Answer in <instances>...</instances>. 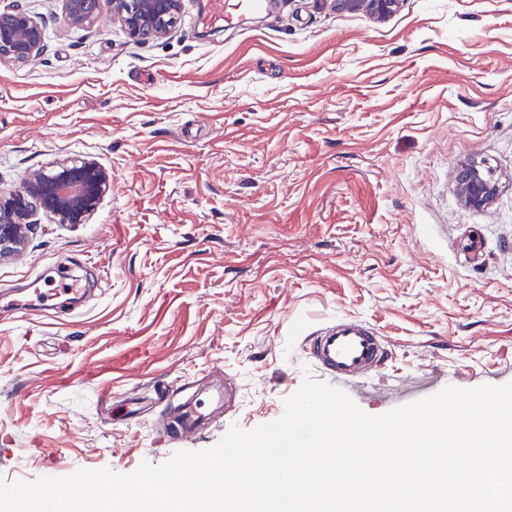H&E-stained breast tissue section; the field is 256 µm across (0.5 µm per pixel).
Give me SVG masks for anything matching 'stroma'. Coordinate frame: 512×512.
<instances>
[{
	"label": "stroma",
	"instance_id": "1",
	"mask_svg": "<svg viewBox=\"0 0 512 512\" xmlns=\"http://www.w3.org/2000/svg\"><path fill=\"white\" fill-rule=\"evenodd\" d=\"M32 61L0 64V191L82 158L112 185L82 224L35 216L0 259V478L134 472L213 447L329 382L305 339L342 319L392 347L375 383L512 381V0H403L379 20L282 0L238 28L145 44L60 0ZM495 199L466 208L462 162ZM65 264V316L6 305ZM198 404L195 439L165 438ZM95 0H62L64 15L71 26L76 28L91 27L97 18L96 9L92 7ZM459 193L465 205L480 208L490 203L496 192L492 173L483 160L471 158L459 171Z\"/></svg>",
	"mask_w": 512,
	"mask_h": 512
}]
</instances>
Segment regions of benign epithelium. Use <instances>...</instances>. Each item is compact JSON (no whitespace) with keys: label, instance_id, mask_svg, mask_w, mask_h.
I'll list each match as a JSON object with an SVG mask.
<instances>
[{"label":"benign epithelium","instance_id":"obj_1","mask_svg":"<svg viewBox=\"0 0 512 512\" xmlns=\"http://www.w3.org/2000/svg\"><path fill=\"white\" fill-rule=\"evenodd\" d=\"M71 26L88 28L97 18L94 0H62ZM343 10H365L384 18L401 0H337ZM182 0H112V16L135 42H146L171 32L181 21ZM0 24V62L23 63L44 49L43 25L17 5L4 12ZM111 176L89 161H66L29 174L23 185L0 197V256L19 248L25 239L30 213L44 210L61 224H81L110 189ZM459 193L465 205L480 208L496 192L492 173L482 160L471 158L459 171Z\"/></svg>","mask_w":512,"mask_h":512}]
</instances>
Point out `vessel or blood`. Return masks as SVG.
I'll return each mask as SVG.
<instances>
[{"label":"vessel or blood","mask_w":512,"mask_h":512,"mask_svg":"<svg viewBox=\"0 0 512 512\" xmlns=\"http://www.w3.org/2000/svg\"><path fill=\"white\" fill-rule=\"evenodd\" d=\"M262 0H209V10L201 22L206 26L231 27L246 12L259 9ZM310 353L325 367L332 381L350 397L381 399L393 405H405L429 392L444 380L432 371L416 379L386 389L373 385L372 374L389 360L385 340L366 324L345 319L308 337Z\"/></svg>","instance_id":"obj_1"}]
</instances>
